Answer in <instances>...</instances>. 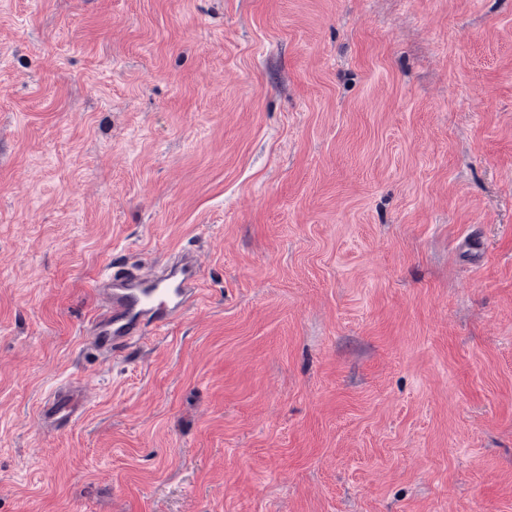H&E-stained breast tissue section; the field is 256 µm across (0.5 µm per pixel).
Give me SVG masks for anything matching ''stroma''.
<instances>
[{
    "instance_id": "obj_1",
    "label": "stroma",
    "mask_w": 512,
    "mask_h": 512,
    "mask_svg": "<svg viewBox=\"0 0 512 512\" xmlns=\"http://www.w3.org/2000/svg\"><path fill=\"white\" fill-rule=\"evenodd\" d=\"M0 512H512V0H0ZM201 281L197 251L191 248L147 268L111 261L93 279L100 306L85 329V344L113 361L123 358L191 311ZM83 403L80 383H64L55 387L44 398L39 415L45 423L68 425L79 418Z\"/></svg>"
}]
</instances>
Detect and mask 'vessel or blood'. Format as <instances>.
I'll return each mask as SVG.
<instances>
[{"label": "vessel or blood", "instance_id": "obj_1", "mask_svg": "<svg viewBox=\"0 0 512 512\" xmlns=\"http://www.w3.org/2000/svg\"><path fill=\"white\" fill-rule=\"evenodd\" d=\"M201 281L197 252L191 248L146 267L115 261L104 265L92 283L100 306L86 328V345L107 358H123L191 311ZM83 403L80 383H64L44 398L39 415L44 422L67 425L79 418Z\"/></svg>", "mask_w": 512, "mask_h": 512}]
</instances>
